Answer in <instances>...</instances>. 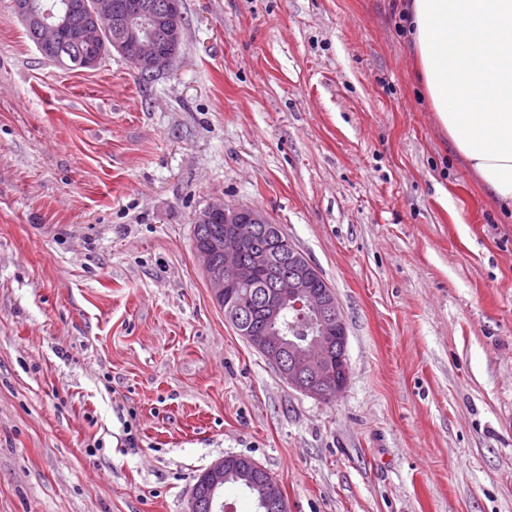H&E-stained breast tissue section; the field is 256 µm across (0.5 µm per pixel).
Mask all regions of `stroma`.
I'll list each match as a JSON object with an SVG mask.
<instances>
[{
    "mask_svg": "<svg viewBox=\"0 0 512 512\" xmlns=\"http://www.w3.org/2000/svg\"><path fill=\"white\" fill-rule=\"evenodd\" d=\"M398 0H183L170 70L70 72L0 0V512H189L244 454L288 512H512V218L414 79ZM336 293L323 400L237 335L195 215ZM229 458L230 457L228 456H224V458L216 460L200 475L199 482H203L205 485H209L214 492V499L210 497L207 503L204 505V507L208 510L217 508L221 503L219 502L221 491L219 486L221 483H237V481H235L233 478L224 479V464L228 462Z\"/></svg>",
    "mask_w": 512,
    "mask_h": 512,
    "instance_id": "1",
    "label": "stroma"
}]
</instances>
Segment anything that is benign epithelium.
I'll use <instances>...</instances> for the list:
<instances>
[{"label":"benign epithelium","mask_w":512,"mask_h":512,"mask_svg":"<svg viewBox=\"0 0 512 512\" xmlns=\"http://www.w3.org/2000/svg\"><path fill=\"white\" fill-rule=\"evenodd\" d=\"M13 5L15 14L35 27L34 41L39 50L57 41L60 23L52 11L40 16L33 11L30 0H13ZM118 30V43L129 48L126 58L137 71L163 73L172 66L181 40L179 0H143L130 16L121 14L112 0H93L89 16L79 25L78 42L93 50L107 33ZM217 218L224 219V235L196 250V256L210 295L219 303L231 288L251 278L252 264L267 261L265 254L251 255L249 251L266 231L269 219L250 207L212 204L195 215L194 223L211 224ZM217 254L224 255V264L215 261ZM248 254L250 263L245 260ZM286 275L288 290L266 293L261 301L263 315L274 324L289 305L308 318V336L300 342H288L277 330L273 336L252 337V343L292 388L316 398L336 396L347 385V379L337 377V371H347L342 356L346 352L347 330L340 319L337 300L332 292L316 284L318 270L311 262L293 252L288 253ZM227 462L226 457L218 459L200 475V481L212 488L214 497L202 503L199 486H194L190 512H200L203 507L213 510L220 505L219 486L224 482ZM261 471L258 464L248 463L239 470L238 478L250 487L256 485L264 490L259 502L262 512L274 508L288 512L286 500L279 497L274 484L261 478Z\"/></svg>","instance_id":"7a95c632"}]
</instances>
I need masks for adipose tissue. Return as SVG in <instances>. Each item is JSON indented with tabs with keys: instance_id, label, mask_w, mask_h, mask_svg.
I'll return each instance as SVG.
<instances>
[{
	"instance_id": "ef3b65f1",
	"label": "adipose tissue",
	"mask_w": 512,
	"mask_h": 512,
	"mask_svg": "<svg viewBox=\"0 0 512 512\" xmlns=\"http://www.w3.org/2000/svg\"><path fill=\"white\" fill-rule=\"evenodd\" d=\"M404 12L439 128L512 211V0H406Z\"/></svg>"
}]
</instances>
